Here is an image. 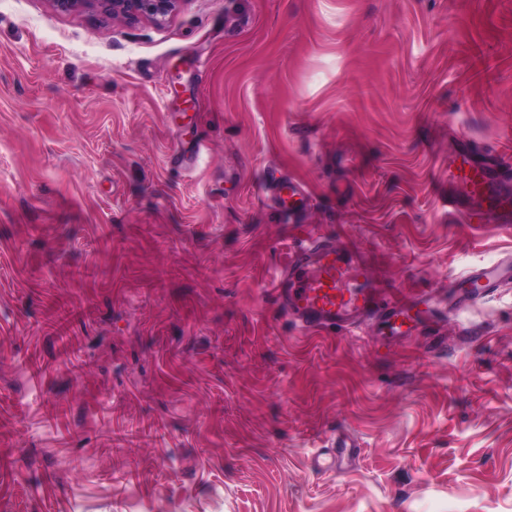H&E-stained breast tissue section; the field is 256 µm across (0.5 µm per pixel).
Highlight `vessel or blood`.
<instances>
[{"label":"vessel or blood","mask_w":512,"mask_h":512,"mask_svg":"<svg viewBox=\"0 0 512 512\" xmlns=\"http://www.w3.org/2000/svg\"><path fill=\"white\" fill-rule=\"evenodd\" d=\"M448 183L453 187L448 205L457 214H468L476 206L512 209V194L502 192L512 184V174L499 162L480 158L468 141H458L454 148ZM504 285H512L511 263L466 271L454 283L456 303L465 306ZM272 287L286 314L309 332L349 331L371 320L378 333L399 336L413 319L411 305L387 297L359 253L322 235L299 245Z\"/></svg>","instance_id":"b4317fda"}]
</instances>
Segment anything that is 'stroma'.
Returning a JSON list of instances; mask_svg holds the SVG:
<instances>
[{"mask_svg":"<svg viewBox=\"0 0 512 512\" xmlns=\"http://www.w3.org/2000/svg\"><path fill=\"white\" fill-rule=\"evenodd\" d=\"M459 136L512 162V0H0V512H512V288L448 292L512 229L449 213ZM317 233L433 315L300 329ZM60 11L78 8L99 10L112 19L135 20L145 17L162 23L177 10L183 0H52Z\"/></svg>","mask_w":512,"mask_h":512,"instance_id":"obj_1","label":"stroma"}]
</instances>
